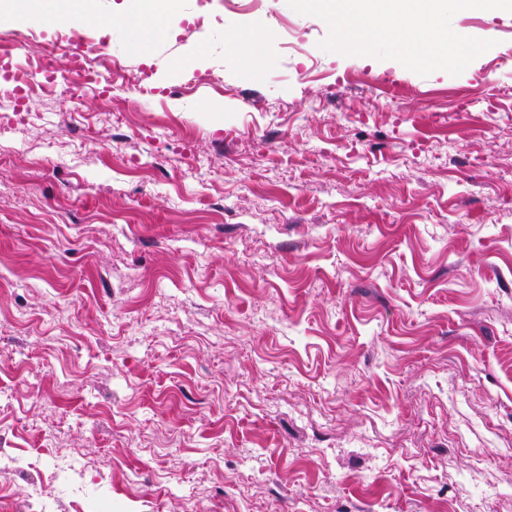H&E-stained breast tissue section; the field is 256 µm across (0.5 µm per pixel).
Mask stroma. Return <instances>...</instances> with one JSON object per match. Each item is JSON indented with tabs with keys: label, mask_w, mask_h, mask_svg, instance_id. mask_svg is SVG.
Segmentation results:
<instances>
[{
	"label": "stroma",
	"mask_w": 512,
	"mask_h": 512,
	"mask_svg": "<svg viewBox=\"0 0 512 512\" xmlns=\"http://www.w3.org/2000/svg\"><path fill=\"white\" fill-rule=\"evenodd\" d=\"M224 2L179 0L144 43L139 0H54L179 91L117 85L106 112L62 58L0 136V491L19 512H512V14H455L494 47L422 76L322 49L286 0ZM257 28L256 58L226 41Z\"/></svg>",
	"instance_id": "stroma-1"
}]
</instances>
